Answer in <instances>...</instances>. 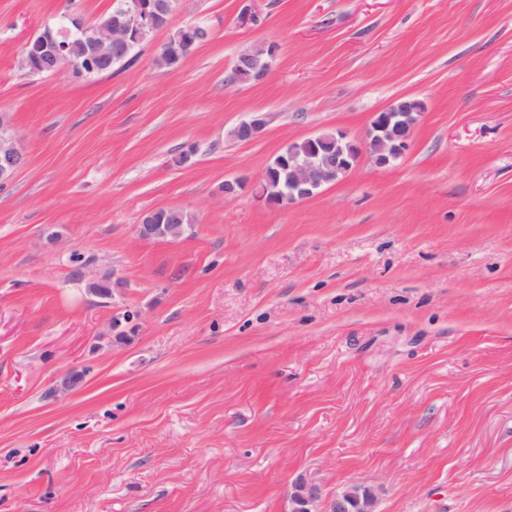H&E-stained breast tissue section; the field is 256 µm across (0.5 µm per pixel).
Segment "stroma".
<instances>
[{"mask_svg": "<svg viewBox=\"0 0 512 512\" xmlns=\"http://www.w3.org/2000/svg\"><path fill=\"white\" fill-rule=\"evenodd\" d=\"M117 3L0 0L26 157L0 188V512H287L300 479L512 512V0H176L170 28L208 30L178 68L163 29L108 75L19 70L45 24ZM401 96L425 109L393 164L281 208L222 195ZM166 207L195 224L140 238ZM279 49L277 42L269 41L241 50L235 57L236 65L248 73L256 75V80L249 75L244 77L243 81L251 82L262 79L270 69V59L277 56ZM266 115L255 112L241 120L230 131V136L239 142H249L256 138L266 127Z\"/></svg>", "mask_w": 512, "mask_h": 512, "instance_id": "1", "label": "stroma"}]
</instances>
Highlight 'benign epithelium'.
Instances as JSON below:
<instances>
[{
	"label": "benign epithelium",
	"instance_id": "obj_1",
	"mask_svg": "<svg viewBox=\"0 0 512 512\" xmlns=\"http://www.w3.org/2000/svg\"><path fill=\"white\" fill-rule=\"evenodd\" d=\"M173 13V0H133L128 8L118 7L112 17L92 27L75 14H64L56 23V32L46 31L27 40L18 60V68L29 77L44 73L42 59H60L67 45L57 37H81L86 39L88 56L85 61L108 68L142 43L152 34L165 27ZM207 36V30L190 23L177 28L161 47L159 54L170 60L183 48H188ZM279 52V44L264 42L240 51L236 65L256 79H262L269 71L271 59ZM422 110L411 106V99L401 98L380 111L366 140L355 142L342 132L336 135V148L322 150L319 144L324 138L313 141V147L300 154L295 150H283L279 164L288 171V184L281 186L263 174L258 181L260 193L257 199L270 207H282L310 199L335 179L350 173L364 157L383 168L401 158L408 149L415 126ZM266 115L255 112L241 120L230 131L239 142H249L266 127ZM24 163V156L17 147L15 137L0 132V184L11 181ZM176 230L172 224L160 223V218L150 214L142 223L139 234L143 238H166ZM289 512H376L375 498L367 486L353 483L333 495L311 481L300 480L288 490Z\"/></svg>",
	"mask_w": 512,
	"mask_h": 512
}]
</instances>
